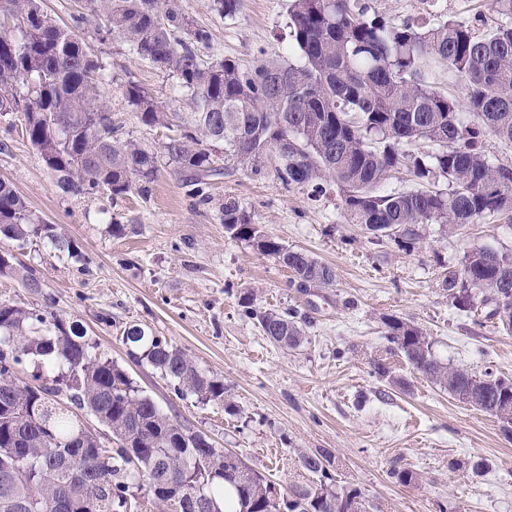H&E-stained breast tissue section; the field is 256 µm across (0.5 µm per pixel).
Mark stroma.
Listing matches in <instances>:
<instances>
[{"mask_svg": "<svg viewBox=\"0 0 512 512\" xmlns=\"http://www.w3.org/2000/svg\"><path fill=\"white\" fill-rule=\"evenodd\" d=\"M367 2L397 22L495 19L486 0ZM179 3L211 30L210 54L245 63L299 58L289 37V0H241L231 20L211 11L207 0ZM100 49L112 73L106 100L112 122L155 153L158 175L145 197L132 194L115 204L100 196L68 198L22 129L0 123V179L78 246L71 257L45 239L20 247L1 238L0 249L14 253L20 273L0 276V301L45 307L79 324L161 412L280 483L306 481L301 454L326 448L336 483L360 487L380 512H438L442 504L451 512H512V433L418 374L392 350L383 324L387 315L410 320L449 365L512 377V334L487 319L482 305L458 311L442 288L472 246L512 252V225L485 221L452 236L432 225L408 251L388 239L371 241L348 223L337 187L314 201L304 189L283 186L273 165L254 172L230 158L223 175L209 180V203H199L163 152L167 129L142 124L123 89L139 84L169 112L195 111V101L177 90L172 73L133 58L122 39L109 38ZM228 201L268 235L331 266L334 285L302 289L286 268L229 238L217 216ZM117 223L123 233H114ZM26 275L39 280V293L24 287ZM250 304L305 313L306 340L295 349L273 345L245 316ZM133 324L223 380L235 411L179 395L149 363L133 361L123 342ZM375 359L404 387L372 375ZM457 459L480 460L485 468L478 475L452 470ZM403 468L417 472L419 484L396 483L390 472Z\"/></svg>", "mask_w": 512, "mask_h": 512, "instance_id": "stroma-1", "label": "stroma"}]
</instances>
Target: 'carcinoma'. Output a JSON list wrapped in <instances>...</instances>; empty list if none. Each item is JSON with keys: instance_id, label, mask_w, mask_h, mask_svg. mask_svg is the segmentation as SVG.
<instances>
[{"instance_id": "cac0c4a2", "label": "carcinoma", "mask_w": 512, "mask_h": 512, "mask_svg": "<svg viewBox=\"0 0 512 512\" xmlns=\"http://www.w3.org/2000/svg\"><path fill=\"white\" fill-rule=\"evenodd\" d=\"M71 24L44 12L39 0H0V119L22 130L65 196L117 200L149 192L156 156L112 126L105 99L112 75L104 57L82 36H117L136 59L172 72L191 92L198 111L165 112L144 87L123 90L146 126L170 134L163 151L190 174L192 195L209 200L208 178L223 174V154L244 166L276 163L286 186L323 192L332 182L350 223L375 239L407 249L438 224L452 233L465 224L512 223V165L482 149L485 136L512 144V25L477 35L456 20L394 23L370 15L362 0H291L288 27L298 64L224 57L207 59L211 31L194 23L178 0H83ZM224 17L239 0H210ZM448 70L464 88L457 100L428 74ZM475 118L472 123L462 113ZM406 168L415 187L384 192L389 174ZM444 180L447 188H438ZM235 240L251 243L293 273L299 285L327 287L335 271L302 249L267 236L236 202L220 208ZM0 237L23 247L49 240L74 254L54 225L33 212L14 186L0 180ZM455 308L469 311L483 294L487 317L512 333V253L474 246L444 280ZM274 345L295 349L306 317L292 308L255 314ZM387 340L413 368L455 399L469 391L480 410L512 424V379L473 375L432 351L413 323L384 318ZM129 354L146 361L182 394L224 403V382L208 376L180 348L140 325L123 336ZM78 325L60 314L0 302V512H138V496L174 512H367L356 486L339 487L329 473L332 455L318 448L301 456L318 479L289 493L255 467L240 474L235 453L190 432L139 394L127 372L98 355ZM29 372L25 381L20 377ZM93 417L110 440L85 428L73 409ZM235 497H224V485Z\"/></svg>"}]
</instances>
